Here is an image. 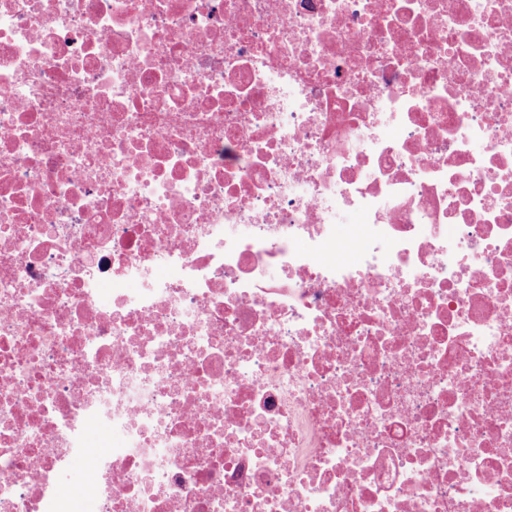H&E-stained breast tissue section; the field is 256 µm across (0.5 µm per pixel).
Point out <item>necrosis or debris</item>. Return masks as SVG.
I'll return each mask as SVG.
<instances>
[{
    "label": "necrosis or debris",
    "instance_id": "1",
    "mask_svg": "<svg viewBox=\"0 0 512 512\" xmlns=\"http://www.w3.org/2000/svg\"><path fill=\"white\" fill-rule=\"evenodd\" d=\"M87 462L512 512V0H0V512Z\"/></svg>",
    "mask_w": 512,
    "mask_h": 512
}]
</instances>
